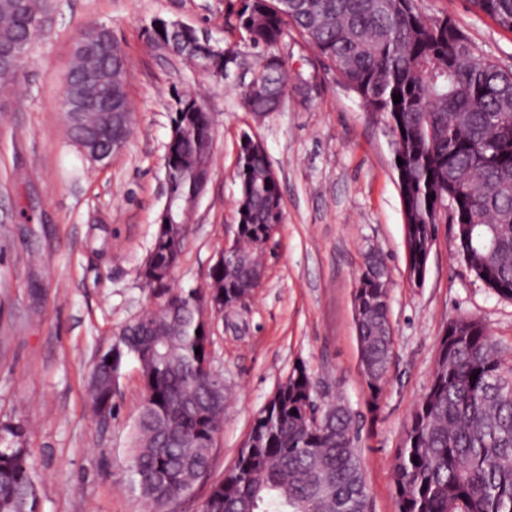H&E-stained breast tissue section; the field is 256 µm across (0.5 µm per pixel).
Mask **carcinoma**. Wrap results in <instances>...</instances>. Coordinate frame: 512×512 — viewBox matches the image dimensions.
I'll return each instance as SVG.
<instances>
[{
	"label": "carcinoma",
	"mask_w": 512,
	"mask_h": 512,
	"mask_svg": "<svg viewBox=\"0 0 512 512\" xmlns=\"http://www.w3.org/2000/svg\"><path fill=\"white\" fill-rule=\"evenodd\" d=\"M473 12L512 31V0H469ZM51 0H0V46L29 55ZM225 25L267 52L256 80L240 94L254 112H274L287 94L276 50L296 36L333 66L336 80L366 112L384 116L391 136L404 216L407 267H419L438 226L450 224L459 251L495 294L512 299V69L478 51L448 22L426 14L419 0H239ZM161 37L180 57L211 77H224L219 45L179 34ZM96 75L84 88L98 101L112 89V111L127 112L126 58L112 56L81 35L75 46ZM401 96L400 103L393 95ZM177 96L167 147V193L181 205L183 224L158 225L139 277L153 307L125 325L94 359L88 392L93 414L113 412L127 359L142 381V403L130 433L127 475L145 512H170L210 476L229 398L224 376L206 371L213 337L202 327L209 295L236 300L255 288L262 245L283 221L279 182L261 144L242 143L235 201L239 237L224 266L203 288H174L151 280L149 269L172 272L189 235L196 178L210 169L209 112ZM70 139H92L109 150L126 136L100 109L67 122ZM357 281L363 313L356 321L360 374L372 411L379 409L394 358L389 323L388 266L366 262ZM467 334L463 344L439 341L429 387L411 413L394 464L398 512H512V365H507L478 319L449 322ZM201 354H195L196 348ZM477 378H472V375ZM316 382L296 366L251 426V448L211 483L203 512H369L358 453L360 425L343 402L317 404ZM0 512H39L22 427L0 429Z\"/></svg>",
	"instance_id": "obj_1"
}]
</instances>
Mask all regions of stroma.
Segmentation results:
<instances>
[{
  "label": "stroma",
  "instance_id": "obj_1",
  "mask_svg": "<svg viewBox=\"0 0 512 512\" xmlns=\"http://www.w3.org/2000/svg\"><path fill=\"white\" fill-rule=\"evenodd\" d=\"M228 5L54 0L19 79L0 88V426L26 430L39 512H144L124 467L141 404L137 365L127 362L105 423L91 411L87 381L96 352L150 306L138 272L166 198L164 159L179 91H199L215 141L174 287L203 284L233 231L243 135L263 146L283 197L284 221L268 244L261 287L213 328V366L232 396L212 477L233 465L255 413L302 366L327 400L343 399L362 425L371 512H397L393 462L448 322L478 317L512 364V300L470 270L449 225L439 229L424 282L409 278L385 119L363 111L315 51L292 39L278 50L288 82L283 106L261 118L247 112L240 90L265 55L225 28ZM421 8L448 15L476 48L512 68V32L476 15L468 0H422ZM158 18L233 48L226 76H205L150 44L147 31ZM91 22L110 28L127 59L131 134L104 166L71 141L61 107L76 42ZM372 250L389 265L395 339L375 412L359 374L353 301Z\"/></svg>",
  "mask_w": 512,
  "mask_h": 512
}]
</instances>
